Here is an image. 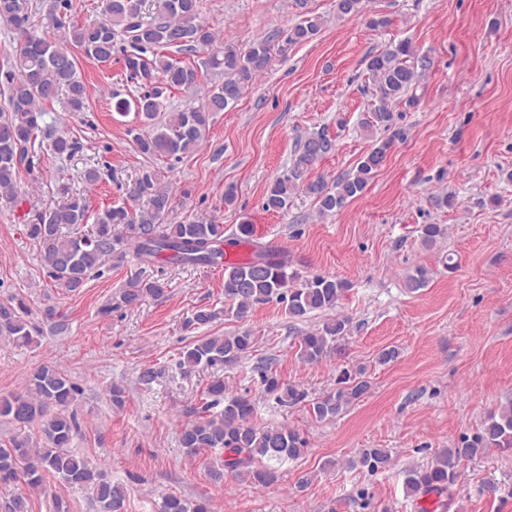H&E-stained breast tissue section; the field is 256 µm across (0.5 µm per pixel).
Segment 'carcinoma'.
I'll list each match as a JSON object with an SVG mask.
<instances>
[{
  "label": "carcinoma",
  "mask_w": 512,
  "mask_h": 512,
  "mask_svg": "<svg viewBox=\"0 0 512 512\" xmlns=\"http://www.w3.org/2000/svg\"><path fill=\"white\" fill-rule=\"evenodd\" d=\"M361 0H335L340 18L355 17ZM202 0H105L104 18L78 24L68 18L70 0H51L46 13V27L52 35L31 31L29 0H0V23L16 34L6 69L0 70V87L7 96L8 108L0 110V198H17L22 171H33L31 145L41 137L48 141L51 154L69 158L77 150L76 141L65 132L44 123L45 105L64 94L70 112L85 107L86 91L78 73L74 50L80 49L100 62L112 59L118 39L131 48L125 56L136 93L119 98L113 109L124 116L134 112L140 127L129 133L137 150L144 156L180 160L202 143L214 115L237 104L243 91L265 72L277 55H285L288 46L313 40L321 29L317 16H304L288 29L284 43L278 35L254 42L242 52L232 45L214 47V34L200 21ZM194 55L203 53L199 66H188L166 53ZM409 42L389 45L370 55L366 69L373 85L371 108L361 122L369 131L392 130L393 108L401 103L415 104L408 96L421 71L430 61L422 57L410 61ZM219 76L204 101L181 110L169 109V95L174 89L193 90L201 73ZM400 131L373 144L357 163L354 173L333 185L322 177L306 176L335 150V140L325 132L308 135L294 153L288 176L275 179L269 186L263 208L279 212L288 208L296 188L315 198L320 211L334 213L362 196L374 173L385 162ZM63 202L31 213L25 233L37 247L46 276L69 292H78L101 274L105 260L127 242L144 262L162 259L176 266H207L224 269V300L231 312L243 319L258 304L276 300L285 304L288 315L302 320L314 311L336 308L348 284L331 276L316 275L301 283L288 273V262L278 250L264 248L241 262H227L224 254V225L210 222L168 224L173 195L161 182L159 171L145 167L139 171L131 191L137 207L108 208L98 214L95 224L86 227L89 204L72 193L66 183L57 186ZM123 226L124 236L114 234ZM443 235L439 224H425L421 229L423 244L431 248ZM429 270L418 266L406 274L404 287L415 292L426 286ZM164 293L158 281L139 277L128 281L115 303H107L101 313L112 309H135L147 297ZM31 308L26 298L13 296L0 302V334L30 345L42 334L29 319ZM348 320L327 322L322 329L309 332L299 341L297 354L309 364L323 361L329 343L343 334ZM256 337L249 331L224 336H205L185 347L177 367L185 374L200 368L213 369L237 362L252 352ZM265 366L261 372L264 391L282 405L297 404L307 394L288 387ZM336 393L310 400V412L319 420L334 418L344 412L369 389L364 378L343 371ZM79 388L64 371L55 366H41L30 376L20 392L0 399V419L20 429L37 428L40 439L13 436L0 445V486L24 484L26 490L10 499L8 512H29V496L44 489L45 478L55 476L70 485L86 486L93 493L97 512H125L126 491L115 484L88 458L76 454L71 442L79 423L70 407ZM211 405L223 408L207 418L195 419L181 430L180 445L187 455L204 448L224 450V470L266 486L275 481L274 465L297 460L306 441L300 433L286 427L258 428L253 423L255 403L245 395L226 393L224 379L217 377L207 385ZM512 449V401L487 417L479 433L463 437L454 447L437 452L424 467L407 472L406 492L413 496L439 494L457 478L464 460L485 455L490 449ZM391 455L385 448H366L349 461L352 468L371 473L386 469ZM159 512H209L204 502L192 503L180 496L161 497Z\"/></svg>",
  "instance_id": "carcinoma-1"
}]
</instances>
